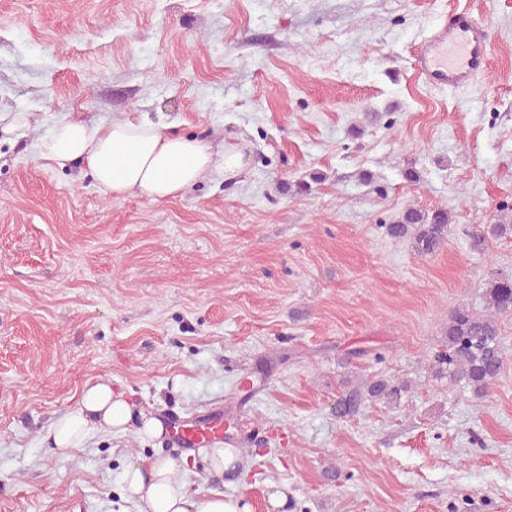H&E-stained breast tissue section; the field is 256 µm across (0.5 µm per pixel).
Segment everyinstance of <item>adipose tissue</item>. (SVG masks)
<instances>
[{
	"label": "adipose tissue",
	"instance_id": "obj_1",
	"mask_svg": "<svg viewBox=\"0 0 512 512\" xmlns=\"http://www.w3.org/2000/svg\"><path fill=\"white\" fill-rule=\"evenodd\" d=\"M39 157L51 167L85 168L103 195L159 202L183 195L208 178H235L244 155L237 147L214 146L143 120L91 124L65 117L42 137ZM131 430L158 438L165 427L111 380L101 378L86 385L76 407L55 419L46 439L54 452L65 454L80 447L90 432ZM183 464V459L170 456H131L122 474L126 501L146 505L148 512H252L243 493L190 492L177 479Z\"/></svg>",
	"mask_w": 512,
	"mask_h": 512
}]
</instances>
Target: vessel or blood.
Returning <instances> with one entry per match:
<instances>
[{
	"instance_id": "1",
	"label": "vessel or blood",
	"mask_w": 512,
	"mask_h": 512,
	"mask_svg": "<svg viewBox=\"0 0 512 512\" xmlns=\"http://www.w3.org/2000/svg\"><path fill=\"white\" fill-rule=\"evenodd\" d=\"M491 31L471 12L453 11L431 25L414 54V69L435 88H471L487 71ZM222 418L202 422H175L172 437L183 448H194L222 438Z\"/></svg>"
}]
</instances>
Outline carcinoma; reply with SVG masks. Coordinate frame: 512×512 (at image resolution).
Segmentation results:
<instances>
[{"instance_id": "carcinoma-1", "label": "carcinoma", "mask_w": 512, "mask_h": 512, "mask_svg": "<svg viewBox=\"0 0 512 512\" xmlns=\"http://www.w3.org/2000/svg\"><path fill=\"white\" fill-rule=\"evenodd\" d=\"M452 216L446 210L424 213L416 209L405 211L390 225L393 235L414 231L415 247L421 254L436 251L445 241ZM512 234L511 224H487L467 232L472 249L481 251L490 237ZM486 313L462 308L448 318L443 349L434 356L435 373L462 391L480 398L498 381L503 371L498 320L512 316V273L493 271L485 281ZM408 390V384H394L385 379L371 382L367 394L378 400H391Z\"/></svg>"}]
</instances>
